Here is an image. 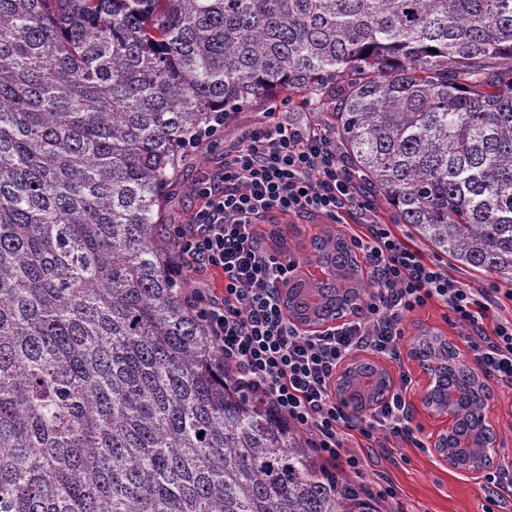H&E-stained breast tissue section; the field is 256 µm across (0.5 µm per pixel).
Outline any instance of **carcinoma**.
Returning <instances> with one entry per match:
<instances>
[{
  "mask_svg": "<svg viewBox=\"0 0 512 512\" xmlns=\"http://www.w3.org/2000/svg\"><path fill=\"white\" fill-rule=\"evenodd\" d=\"M332 80L361 181L511 282L512 0H0V512H379L240 390L158 233L214 112ZM311 246L302 324L376 288L333 226ZM412 352L447 364L446 450L484 455L478 376L427 329Z\"/></svg>",
  "mask_w": 512,
  "mask_h": 512,
  "instance_id": "obj_1",
  "label": "carcinoma"
}]
</instances>
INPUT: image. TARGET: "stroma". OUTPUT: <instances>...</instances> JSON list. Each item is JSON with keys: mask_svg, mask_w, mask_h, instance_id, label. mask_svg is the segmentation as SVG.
<instances>
[{"mask_svg": "<svg viewBox=\"0 0 512 512\" xmlns=\"http://www.w3.org/2000/svg\"><path fill=\"white\" fill-rule=\"evenodd\" d=\"M335 110L334 95L318 97L303 91L274 94L267 102L238 113L233 120L184 153L166 195V224L191 223L203 203L195 190L199 180L223 165L225 151L241 141L252 127L265 121L267 116H274L278 121L308 125L332 137L336 134ZM322 224L319 218L287 217L279 226L283 256L296 259L300 274L307 278L317 273L316 265L306 263L305 258L311 252L310 241ZM401 328L399 360L386 359L382 365L391 379H398L404 371L412 376L413 425L418 437L427 443L438 430L440 422L426 415L422 407L426 384L410 357L412 338L420 330L430 329L452 339L462 357L470 360L474 353L468 344L469 330L436 303L407 313ZM490 389L493 397L486 414L496 429L499 443L494 462L506 466L512 464V392L495 383ZM359 455L363 462L359 482L368 496L381 505L382 512H482L487 504L482 477L472 478L450 469L433 451L424 452L405 444L396 448H366L360 450Z\"/></svg>", "mask_w": 512, "mask_h": 512, "instance_id": "obj_1", "label": "stroma"}]
</instances>
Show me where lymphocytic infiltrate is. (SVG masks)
<instances>
[{"label": "lymphocytic infiltrate", "instance_id": "lymphocytic-infiltrate-1", "mask_svg": "<svg viewBox=\"0 0 512 512\" xmlns=\"http://www.w3.org/2000/svg\"><path fill=\"white\" fill-rule=\"evenodd\" d=\"M198 193L205 203L194 223L174 225L173 236L180 259L192 261L201 274L220 271L224 290L195 289L189 303L234 367L238 386L311 433L319 458L359 468L358 439H373L379 431L421 447L408 374L363 417L348 413L334 383L339 366L354 353L399 359L404 315L429 303H440L471 329L480 372L512 390V318L486 325L487 290L453 280L390 225L376 221L331 137L290 123L257 125L225 153L222 169L200 180ZM345 214L357 219L350 242L378 286L361 315L311 333L293 323L283 306L296 261L267 247L257 227L285 216L336 222ZM179 261L169 267L172 277L181 274Z\"/></svg>", "mask_w": 512, "mask_h": 512}]
</instances>
